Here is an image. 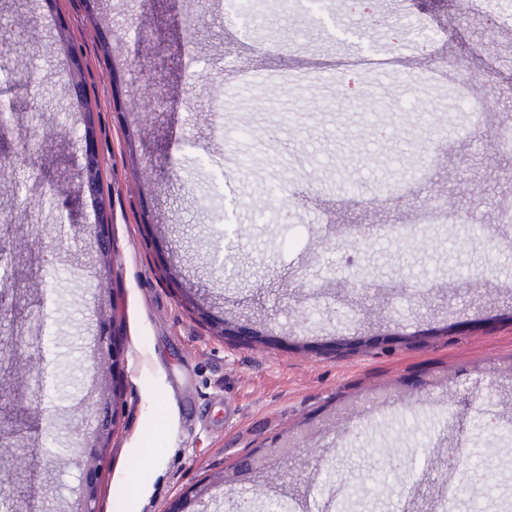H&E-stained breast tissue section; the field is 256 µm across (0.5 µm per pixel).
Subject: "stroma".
<instances>
[{
	"label": "stroma",
	"instance_id": "stroma-1",
	"mask_svg": "<svg viewBox=\"0 0 512 512\" xmlns=\"http://www.w3.org/2000/svg\"><path fill=\"white\" fill-rule=\"evenodd\" d=\"M224 4L192 30L185 0H0L31 63L0 84V338L44 369H0V512H70L84 483L105 275L125 389L98 512H169L289 432L286 477L209 512H512V0ZM104 218L109 275L60 234ZM85 166L84 180L81 187H87L91 194L97 193L101 187V165L95 141L90 134L85 135Z\"/></svg>",
	"mask_w": 512,
	"mask_h": 512
}]
</instances>
